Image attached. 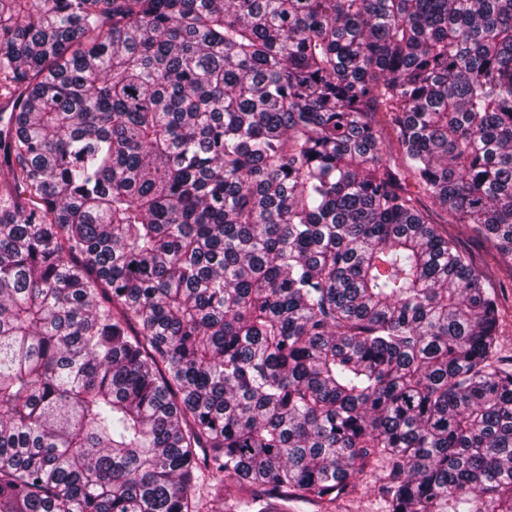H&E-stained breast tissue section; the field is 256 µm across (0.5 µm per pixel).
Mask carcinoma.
<instances>
[{"instance_id":"obj_1","label":"carcinoma","mask_w":512,"mask_h":512,"mask_svg":"<svg viewBox=\"0 0 512 512\" xmlns=\"http://www.w3.org/2000/svg\"><path fill=\"white\" fill-rule=\"evenodd\" d=\"M0 512H512V0H0ZM448 235L455 238L460 249L473 256L477 270L483 276L485 286L495 288L506 309L512 304V260L502 258L492 246L471 230L459 224H445ZM505 286L506 288H499ZM368 477L360 479L362 491L354 498L346 499L341 505L342 512H386L384 501L369 484Z\"/></svg>"}]
</instances>
